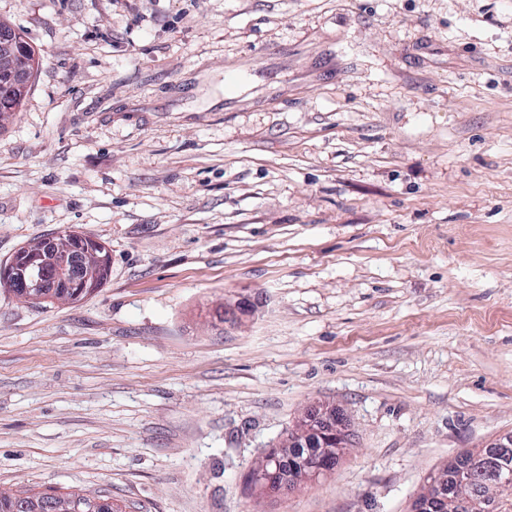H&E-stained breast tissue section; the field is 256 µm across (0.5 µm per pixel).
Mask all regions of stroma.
I'll return each mask as SVG.
<instances>
[{"label":"stroma","instance_id":"35a3bbf8","mask_svg":"<svg viewBox=\"0 0 512 512\" xmlns=\"http://www.w3.org/2000/svg\"><path fill=\"white\" fill-rule=\"evenodd\" d=\"M42 63L0 127V262L105 242L77 304L0 290V489L125 512H412L512 433V0H0ZM352 434L279 497L305 411Z\"/></svg>","mask_w":512,"mask_h":512}]
</instances>
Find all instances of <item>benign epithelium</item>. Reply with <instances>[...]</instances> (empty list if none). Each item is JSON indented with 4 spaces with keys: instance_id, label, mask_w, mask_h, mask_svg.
<instances>
[{
    "instance_id": "7a95c632",
    "label": "benign epithelium",
    "mask_w": 512,
    "mask_h": 512,
    "mask_svg": "<svg viewBox=\"0 0 512 512\" xmlns=\"http://www.w3.org/2000/svg\"><path fill=\"white\" fill-rule=\"evenodd\" d=\"M11 83L17 93L28 89L30 74L19 64L10 62ZM28 262L19 270H8L0 277V284L12 294L28 301L41 299L47 288L65 289L79 282L85 288H95L90 279L89 258L69 244V236L56 234L27 245ZM282 455H263L255 468L262 494L285 493L311 482L324 473L312 470L302 463L313 458L324 460L330 466L339 460L349 447L348 430L336 425V411L324 409L320 413L306 412L288 429L279 444ZM467 484L465 472L453 460L437 472L428 484L427 492L414 504L413 512H427L441 502L460 510L471 506L469 496L463 494Z\"/></svg>"
}]
</instances>
